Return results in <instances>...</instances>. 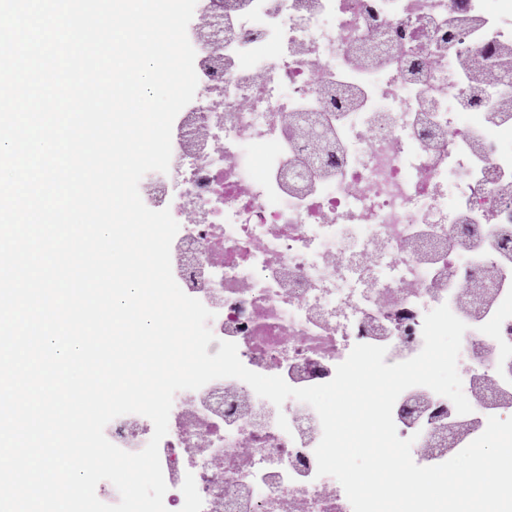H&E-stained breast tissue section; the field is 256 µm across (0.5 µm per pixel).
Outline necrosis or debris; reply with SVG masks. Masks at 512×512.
I'll return each mask as SVG.
<instances>
[{
	"label": "necrosis or debris",
	"instance_id": "1",
	"mask_svg": "<svg viewBox=\"0 0 512 512\" xmlns=\"http://www.w3.org/2000/svg\"><path fill=\"white\" fill-rule=\"evenodd\" d=\"M224 18L223 49L192 42L195 67L211 70L198 87L223 159L176 142L180 168L139 183L143 202L209 211L208 223L181 225L178 238L224 245L210 288L190 267L175 276L215 314L209 353L234 342L248 369L295 388L332 380L359 343L402 362L421 351L427 312H460L450 272H483L490 308L460 313L463 391L475 376L496 377L512 363V265H496L497 234L512 229V120L490 122L488 103L464 109L460 100L486 46L512 49V0H224ZM363 41L378 64L356 61ZM286 112L333 129L337 154L309 156L287 134ZM220 384L216 401L242 395L247 412L213 419L211 437L251 434L256 448L241 481H224V512H353L341 484L317 474L313 407L293 398L275 406L234 378ZM189 396L175 394L159 445L168 512H204L212 485L182 452L200 429L181 415ZM153 431L127 414L105 435L137 452Z\"/></svg>",
	"mask_w": 512,
	"mask_h": 512
}]
</instances>
